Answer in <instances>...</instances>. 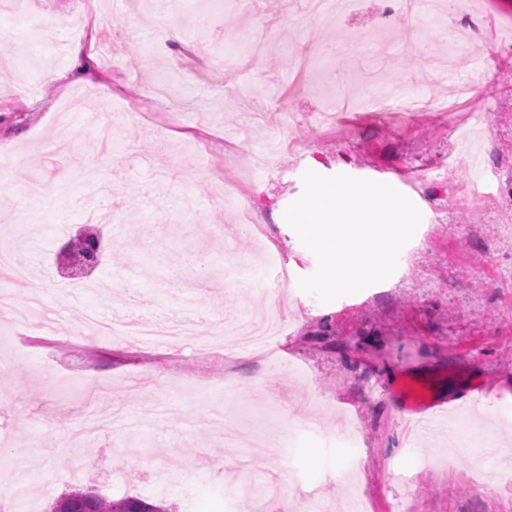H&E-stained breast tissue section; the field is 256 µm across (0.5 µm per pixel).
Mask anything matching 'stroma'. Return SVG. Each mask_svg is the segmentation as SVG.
I'll use <instances>...</instances> for the list:
<instances>
[{
    "mask_svg": "<svg viewBox=\"0 0 512 512\" xmlns=\"http://www.w3.org/2000/svg\"><path fill=\"white\" fill-rule=\"evenodd\" d=\"M406 0H356L353 12L312 19V56L292 31L295 0H241L210 8L196 0H102L88 16L96 71L61 84L77 34L58 29L24 71L0 65V251L24 267L39 255L36 284L0 277L16 311L0 312V512H50L81 489L137 496L166 512H267L246 480L319 488V506L360 495L364 512H512V79L496 74L479 35L512 37V0H486L459 19L476 40L453 48L425 35L423 4L397 38L337 47L340 30L378 28ZM83 13L81 0H0V35L26 43L43 15ZM175 27L179 38H166ZM453 57L479 79L489 128L460 162L443 117L381 114L368 102L394 82L408 95L446 94L433 65ZM136 123H126L128 113ZM111 114L116 147L91 143ZM311 141L306 150L288 143ZM273 150L250 194L253 223L222 207L224 153ZM84 153L95 182L39 203L22 180ZM386 183L422 221L395 272L359 293L322 303L302 291L315 255L284 219L312 167ZM478 208L452 196L464 185ZM112 248L77 287L56 258L66 231L87 211ZM280 308L272 356L204 350L209 323ZM186 322L180 345L95 337L89 314ZM422 380L434 399L484 386L490 418L470 409L418 426L396 385ZM241 433L225 447L222 431ZM479 437L492 451L489 488L471 454L443 463L449 433ZM357 461L359 473L345 467Z\"/></svg>",
    "mask_w": 512,
    "mask_h": 512,
    "instance_id": "obj_1",
    "label": "stroma"
}]
</instances>
